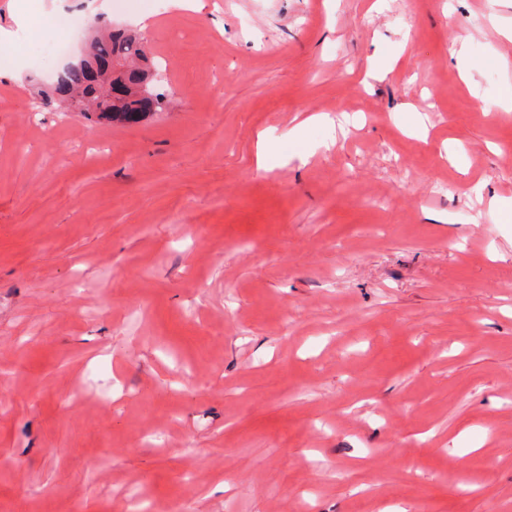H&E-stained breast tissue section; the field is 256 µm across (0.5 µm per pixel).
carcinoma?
<instances>
[{"instance_id": "obj_1", "label": "carcinoma", "mask_w": 512, "mask_h": 512, "mask_svg": "<svg viewBox=\"0 0 512 512\" xmlns=\"http://www.w3.org/2000/svg\"><path fill=\"white\" fill-rule=\"evenodd\" d=\"M155 72L140 37L109 27L91 37L88 59L63 72L52 94L59 102L75 101L88 115L101 111L126 122L164 106L165 94L151 87Z\"/></svg>"}]
</instances>
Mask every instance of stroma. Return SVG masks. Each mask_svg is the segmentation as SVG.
<instances>
[{
	"label": "stroma",
	"instance_id": "obj_1",
	"mask_svg": "<svg viewBox=\"0 0 512 512\" xmlns=\"http://www.w3.org/2000/svg\"><path fill=\"white\" fill-rule=\"evenodd\" d=\"M100 19L166 111L42 101L83 39L0 0V512H512V68L454 55L512 0Z\"/></svg>",
	"mask_w": 512,
	"mask_h": 512
}]
</instances>
